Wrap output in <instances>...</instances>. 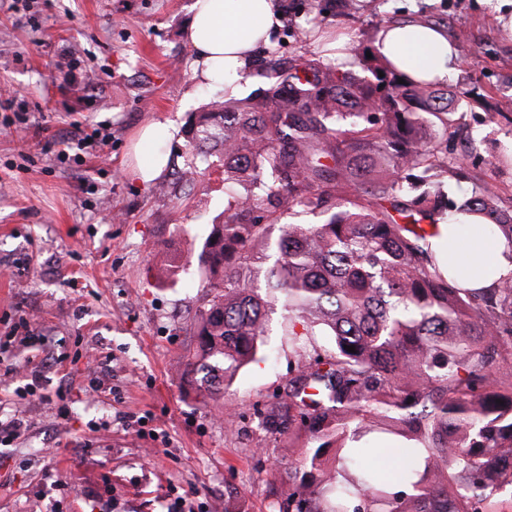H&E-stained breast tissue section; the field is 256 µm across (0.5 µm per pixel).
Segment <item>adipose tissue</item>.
Wrapping results in <instances>:
<instances>
[{
	"mask_svg": "<svg viewBox=\"0 0 512 512\" xmlns=\"http://www.w3.org/2000/svg\"><path fill=\"white\" fill-rule=\"evenodd\" d=\"M193 11L186 38L196 75L204 82H224L230 93H237L243 73L278 28L276 0H195ZM375 47L380 57L416 80L447 81L460 65L445 30L419 20L388 24ZM168 134L156 121L138 132L131 171L140 183H151L166 170L168 157L160 143ZM438 230L439 264L459 265L464 286L487 287L512 271V253L486 226L442 224Z\"/></svg>",
	"mask_w": 512,
	"mask_h": 512,
	"instance_id": "1",
	"label": "adipose tissue"
}]
</instances>
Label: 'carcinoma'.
Returning <instances> with one entry per match:
<instances>
[{"instance_id": "carcinoma-1", "label": "carcinoma", "mask_w": 512, "mask_h": 512, "mask_svg": "<svg viewBox=\"0 0 512 512\" xmlns=\"http://www.w3.org/2000/svg\"><path fill=\"white\" fill-rule=\"evenodd\" d=\"M366 51L346 70L299 55L261 73L262 96L196 115L193 150L219 148L224 223L198 245L185 384L225 395L280 304L295 374L262 424L309 451L271 485L274 512H512V273L475 291L432 249L437 225L472 215L512 249V212L435 147L468 92L400 84ZM199 176L191 158L160 191ZM297 209L321 220L281 223ZM380 439L424 466H374Z\"/></svg>"}]
</instances>
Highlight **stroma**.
Here are the masks:
<instances>
[{
    "label": "stroma",
    "mask_w": 512,
    "mask_h": 512,
    "mask_svg": "<svg viewBox=\"0 0 512 512\" xmlns=\"http://www.w3.org/2000/svg\"><path fill=\"white\" fill-rule=\"evenodd\" d=\"M194 0H0V418L25 431L0 446V512H167L176 492L217 512L233 488L244 512H269L274 466L298 453L257 412L288 380L291 341L275 323L266 360L243 369L225 401L183 382L199 305L194 274L165 276L224 210L222 180L182 199L143 185L130 144L146 121L173 128L170 169L184 163L195 112L224 97L198 80L184 32ZM499 0H376L375 11L321 14L323 37L299 39L282 17L281 59L335 62L334 35L374 45L407 18L446 29L467 55L448 79L476 89L457 113L449 157L512 210V39ZM76 82H67L68 73ZM99 129L107 146L78 143ZM53 367L33 383L31 361ZM166 434V442L155 434Z\"/></svg>",
    "instance_id": "1"
}]
</instances>
